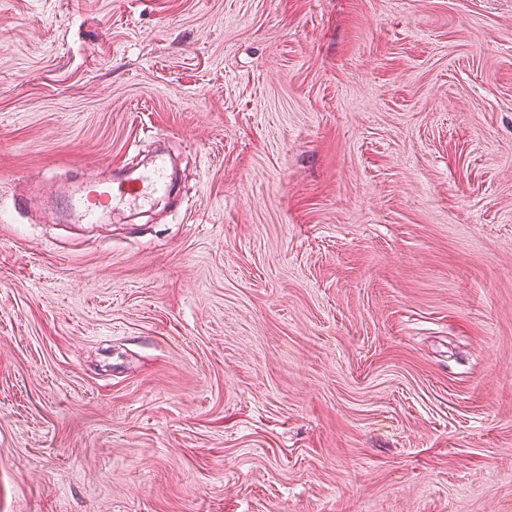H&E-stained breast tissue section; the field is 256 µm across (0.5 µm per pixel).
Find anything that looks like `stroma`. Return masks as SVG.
<instances>
[{
    "instance_id": "obj_1",
    "label": "stroma",
    "mask_w": 512,
    "mask_h": 512,
    "mask_svg": "<svg viewBox=\"0 0 512 512\" xmlns=\"http://www.w3.org/2000/svg\"><path fill=\"white\" fill-rule=\"evenodd\" d=\"M0 512H512V0H0ZM167 188V162L157 157L140 175L113 182L84 187L67 199L73 215L93 221L99 213L126 205H145Z\"/></svg>"
}]
</instances>
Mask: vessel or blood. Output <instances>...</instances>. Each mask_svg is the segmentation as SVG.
I'll list each match as a JSON object with an SVG mask.
<instances>
[{
  "instance_id": "1",
  "label": "vessel or blood",
  "mask_w": 512,
  "mask_h": 512,
  "mask_svg": "<svg viewBox=\"0 0 512 512\" xmlns=\"http://www.w3.org/2000/svg\"><path fill=\"white\" fill-rule=\"evenodd\" d=\"M167 188V162L156 158L152 166L140 175L110 184L84 187L72 194L67 205L73 215L86 221L99 213L126 205H145Z\"/></svg>"
}]
</instances>
